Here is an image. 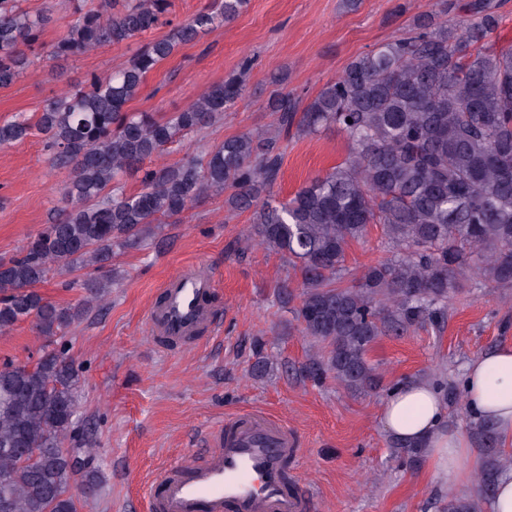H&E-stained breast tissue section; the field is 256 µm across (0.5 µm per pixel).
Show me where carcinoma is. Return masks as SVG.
<instances>
[{
  "instance_id": "obj_1",
  "label": "carcinoma",
  "mask_w": 512,
  "mask_h": 512,
  "mask_svg": "<svg viewBox=\"0 0 512 512\" xmlns=\"http://www.w3.org/2000/svg\"><path fill=\"white\" fill-rule=\"evenodd\" d=\"M457 24L424 15L412 32L349 63L306 105L290 93L268 101L271 135L224 140L203 161L153 166L167 144L224 118L242 95L232 76L166 120L127 112L146 75L181 45L234 20L246 0H212L189 20L138 50L123 68L90 74L85 85L49 98L35 124L0 126V145L45 135L53 167L67 171L66 207L20 252L0 260V332L30 320L52 340L83 314L34 289L49 275L106 268L116 249L143 242L145 228L181 214L210 190H232L233 209L252 210V232L299 264L295 317L325 346L305 376L358 392L381 384L367 352L444 317L448 298L474 268L487 288L512 287V45L498 44L494 0H460ZM170 0H75L76 18L54 43L39 42L52 8L31 13L0 0V87L34 60L67 59L133 41L161 23ZM334 127L346 160L277 204L282 140ZM140 176L126 194L123 179ZM380 224L391 259L365 267L350 285L349 242ZM79 374L62 348L36 364L0 365V512H76L74 492L94 495L96 455L79 425Z\"/></svg>"
}]
</instances>
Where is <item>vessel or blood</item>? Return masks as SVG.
I'll list each match as a JSON object with an SVG mask.
<instances>
[{"mask_svg": "<svg viewBox=\"0 0 512 512\" xmlns=\"http://www.w3.org/2000/svg\"><path fill=\"white\" fill-rule=\"evenodd\" d=\"M215 287L207 266L187 265L162 285V300L149 310L153 335L166 345L211 333ZM205 460L187 457L152 482L147 512H302L303 501L284 471L300 454L287 423L262 413H237L210 438Z\"/></svg>", "mask_w": 512, "mask_h": 512, "instance_id": "obj_1", "label": "vessel or blood"}]
</instances>
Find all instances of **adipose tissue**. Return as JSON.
Here are the masks:
<instances>
[{"instance_id": "1", "label": "adipose tissue", "mask_w": 512, "mask_h": 512, "mask_svg": "<svg viewBox=\"0 0 512 512\" xmlns=\"http://www.w3.org/2000/svg\"><path fill=\"white\" fill-rule=\"evenodd\" d=\"M463 391L471 417L493 425L503 441L512 443V345L497 346L471 359ZM447 414L440 390L426 380L411 378L387 393L380 422L390 436L423 444L436 480L469 493L483 461L467 430L446 427Z\"/></svg>"}]
</instances>
